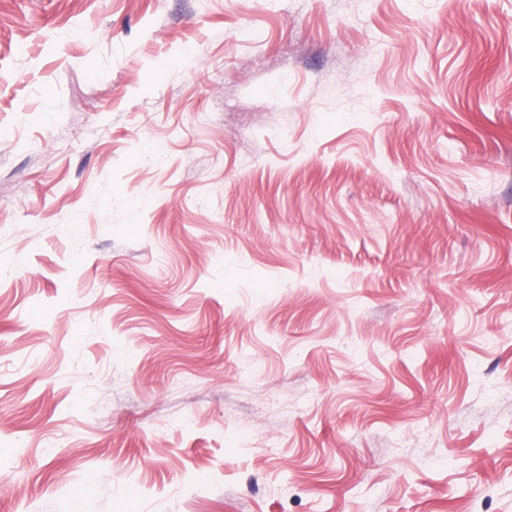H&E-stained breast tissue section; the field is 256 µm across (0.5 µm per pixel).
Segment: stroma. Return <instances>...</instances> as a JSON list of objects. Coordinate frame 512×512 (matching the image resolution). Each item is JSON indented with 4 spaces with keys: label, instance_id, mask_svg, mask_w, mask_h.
<instances>
[{
    "label": "stroma",
    "instance_id": "stroma-1",
    "mask_svg": "<svg viewBox=\"0 0 512 512\" xmlns=\"http://www.w3.org/2000/svg\"><path fill=\"white\" fill-rule=\"evenodd\" d=\"M0 512H512V0H0Z\"/></svg>",
    "mask_w": 512,
    "mask_h": 512
}]
</instances>
